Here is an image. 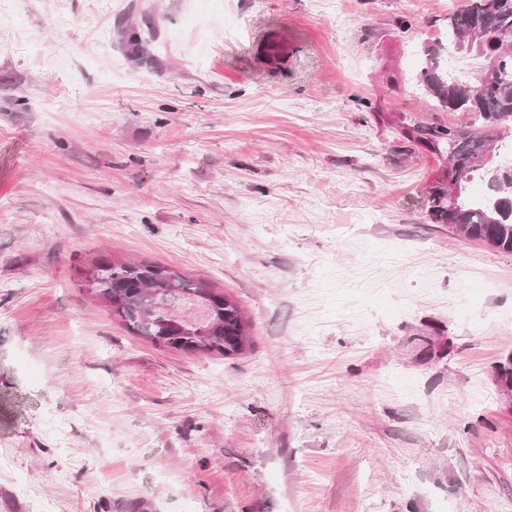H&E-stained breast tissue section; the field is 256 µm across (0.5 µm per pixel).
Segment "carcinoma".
<instances>
[{"label":"carcinoma","instance_id":"cac0c4a2","mask_svg":"<svg viewBox=\"0 0 512 512\" xmlns=\"http://www.w3.org/2000/svg\"><path fill=\"white\" fill-rule=\"evenodd\" d=\"M448 40L459 51L485 59L482 75L461 86L441 64V49H423L426 66L417 84L438 104L471 112L470 130L442 125L402 123L409 140L448 158V168L464 174L463 182L482 176L494 196L473 203L448 178L429 188L425 205L434 221L512 253V171L488 167L487 156L502 147L512 122V0H470L448 15ZM81 287L108 307L126 329L144 340L186 353L226 358L241 354L248 343L249 322L230 298L216 304L203 320L176 312L179 305L203 303L212 288L173 267L150 262L97 259L82 272Z\"/></svg>","mask_w":512,"mask_h":512}]
</instances>
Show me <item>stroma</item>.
<instances>
[{
  "label": "stroma",
  "instance_id": "obj_1",
  "mask_svg": "<svg viewBox=\"0 0 512 512\" xmlns=\"http://www.w3.org/2000/svg\"><path fill=\"white\" fill-rule=\"evenodd\" d=\"M466 0H0V512H503L512 253L437 224L411 77ZM141 35L140 50L126 29ZM167 264L234 358L81 288ZM81 287L108 307L130 333L153 345L224 358L241 354L247 346L249 322L225 294L224 304H215L212 310L206 307L207 316L201 321L178 315L179 305H204V294L215 291L173 267L97 259L83 270Z\"/></svg>",
  "mask_w": 512,
  "mask_h": 512
}]
</instances>
